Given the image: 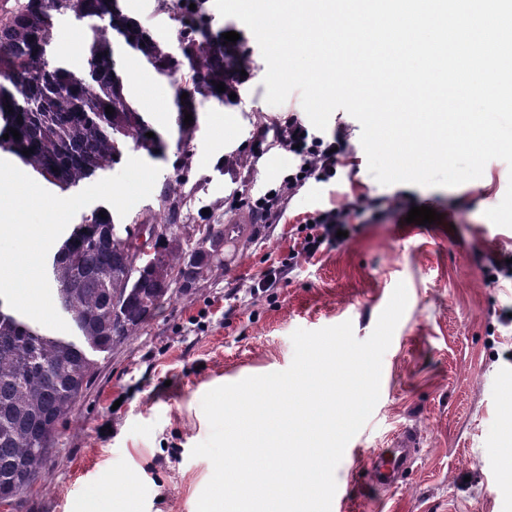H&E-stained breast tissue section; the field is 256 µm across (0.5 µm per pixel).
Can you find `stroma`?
<instances>
[{"instance_id": "35a3bbf8", "label": "stroma", "mask_w": 512, "mask_h": 512, "mask_svg": "<svg viewBox=\"0 0 512 512\" xmlns=\"http://www.w3.org/2000/svg\"><path fill=\"white\" fill-rule=\"evenodd\" d=\"M171 3L124 0L130 16L166 41L176 27ZM196 13L245 39L252 64L233 102L243 120L225 121L223 102L204 101L189 144L191 170L175 183L182 155L173 89L123 57L129 95L168 142L152 161L160 173L150 196L124 221L150 222L172 183L184 223L241 224L245 234L226 250L223 268L165 302L138 336L95 354L96 376L60 424L43 478L10 512H90L89 497L106 475L112 512H196L213 472L207 458L191 454L210 432L203 396L286 370L295 330L348 320L355 337L367 339L400 282L408 305L383 357L380 398L336 468L344 503L331 512H512V228L484 215L512 185V169L494 159L481 178L456 187L380 184L368 170L359 122L338 109L321 132L343 146L335 176L310 181L277 224L230 209L233 197L276 182L289 161L267 154L239 164L225 142L247 145L256 127L276 129L304 109L296 92L282 105L267 102L266 63L244 24L221 16L214 0H198ZM362 198L373 206L352 220L343 243L299 258L279 287L248 293L264 270L299 250L315 213ZM421 206L440 221L407 223ZM404 429L418 436L414 462L395 488L375 490L371 459Z\"/></svg>"}]
</instances>
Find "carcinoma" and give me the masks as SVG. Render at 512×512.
<instances>
[{"instance_id": "1", "label": "carcinoma", "mask_w": 512, "mask_h": 512, "mask_svg": "<svg viewBox=\"0 0 512 512\" xmlns=\"http://www.w3.org/2000/svg\"><path fill=\"white\" fill-rule=\"evenodd\" d=\"M82 15L95 21L82 45L78 71L59 65L53 20ZM176 56L129 16L120 0H0V144L6 152L63 191L119 163L126 152L158 156L164 140L128 96L114 46L171 78L177 146L187 148L201 100L225 102L239 93L250 67L243 46L199 25L179 38ZM225 83V91L216 84ZM187 98H182V94ZM111 106L114 112L105 113ZM15 129L21 137L3 135ZM33 149L25 155L23 150ZM153 254L131 272L129 235L103 238L108 210L76 225L49 264L53 301L71 322V335L40 331L0 298V502L9 503L44 475L58 426L73 411L96 370L91 358L138 335L155 311L224 265V225L207 224L186 254L181 201L169 187Z\"/></svg>"}]
</instances>
